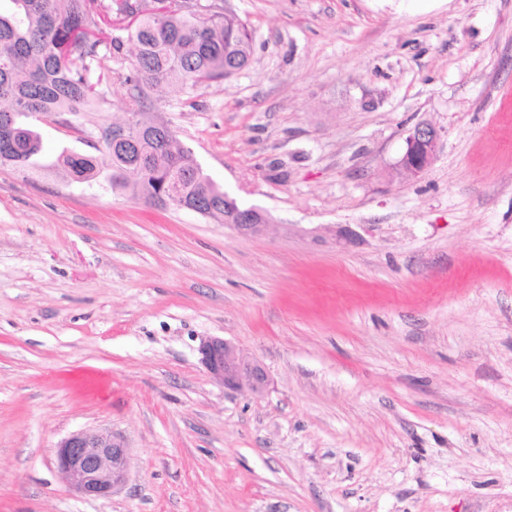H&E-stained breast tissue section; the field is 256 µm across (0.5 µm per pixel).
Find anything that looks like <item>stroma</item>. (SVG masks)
Here are the masks:
<instances>
[{
	"mask_svg": "<svg viewBox=\"0 0 512 512\" xmlns=\"http://www.w3.org/2000/svg\"><path fill=\"white\" fill-rule=\"evenodd\" d=\"M223 5L249 65L150 110L266 233L56 167L125 119L116 78L0 165V512H512V0ZM213 337L263 393L212 380ZM101 428L129 479L90 499L55 445ZM441 140V133L433 124H417L405 139L406 149L398 167L407 175L418 176L432 164ZM201 363L208 374L225 388L260 394L267 380L263 367L247 361L236 347L220 338H210L199 347Z\"/></svg>",
	"mask_w": 512,
	"mask_h": 512,
	"instance_id": "35a3bbf8",
	"label": "stroma"
}]
</instances>
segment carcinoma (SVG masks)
I'll return each mask as SVG.
<instances>
[{
    "instance_id": "obj_1",
    "label": "carcinoma",
    "mask_w": 512,
    "mask_h": 512,
    "mask_svg": "<svg viewBox=\"0 0 512 512\" xmlns=\"http://www.w3.org/2000/svg\"><path fill=\"white\" fill-rule=\"evenodd\" d=\"M136 0H0V164L18 169L36 165L38 135L24 119L96 112L106 102L107 57L121 58L124 43L135 47L122 74L126 111L144 112L151 95L171 87L196 89L236 75L252 54L253 35L238 16L227 15L213 0L202 10L181 11L166 0L161 11L143 15L126 39L92 36L103 17L120 22ZM140 151L129 154L112 143V125L102 126L97 154L64 152L58 162L77 183H90L110 171L112 189L161 208L192 207L219 223H231L236 199L204 175L174 132L133 128Z\"/></svg>"
}]
</instances>
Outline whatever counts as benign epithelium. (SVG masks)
Returning a JSON list of instances; mask_svg holds the SVG:
<instances>
[{"instance_id": "7a95c632", "label": "benign epithelium", "mask_w": 512, "mask_h": 512, "mask_svg": "<svg viewBox=\"0 0 512 512\" xmlns=\"http://www.w3.org/2000/svg\"><path fill=\"white\" fill-rule=\"evenodd\" d=\"M125 123L169 129L163 119L148 112L129 113ZM441 140L433 124H417L405 139L406 149L398 167L407 175L418 176L432 164ZM243 223L234 224L242 235H261L269 225L254 217L251 209H242ZM201 363L208 374L224 387L253 394L263 391L267 374L263 367L247 361L236 347L220 338H210L199 347ZM56 456L62 477L80 495L108 498L122 489L128 477L129 450L125 440L110 430H78L63 437L56 445Z\"/></svg>"}]
</instances>
